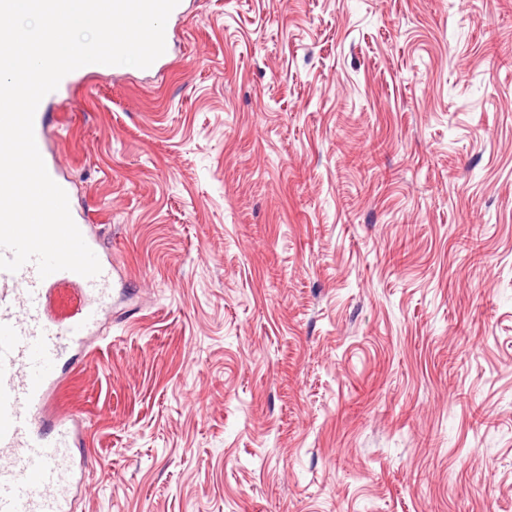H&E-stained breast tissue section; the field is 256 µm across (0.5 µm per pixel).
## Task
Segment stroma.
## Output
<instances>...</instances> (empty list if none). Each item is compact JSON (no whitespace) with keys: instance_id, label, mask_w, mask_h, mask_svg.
<instances>
[{"instance_id":"35a3bbf8","label":"stroma","mask_w":512,"mask_h":512,"mask_svg":"<svg viewBox=\"0 0 512 512\" xmlns=\"http://www.w3.org/2000/svg\"><path fill=\"white\" fill-rule=\"evenodd\" d=\"M48 99L131 294L78 512H512V0H184Z\"/></svg>"}]
</instances>
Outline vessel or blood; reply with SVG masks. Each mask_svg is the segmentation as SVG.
<instances>
[{
    "mask_svg": "<svg viewBox=\"0 0 512 512\" xmlns=\"http://www.w3.org/2000/svg\"><path fill=\"white\" fill-rule=\"evenodd\" d=\"M87 278L36 263L0 270V512H74L89 458L84 426L59 408L60 363L86 350L111 300L112 263ZM78 292L75 312H53L60 288Z\"/></svg>",
    "mask_w": 512,
    "mask_h": 512,
    "instance_id": "obj_1",
    "label": "vessel or blood"
}]
</instances>
